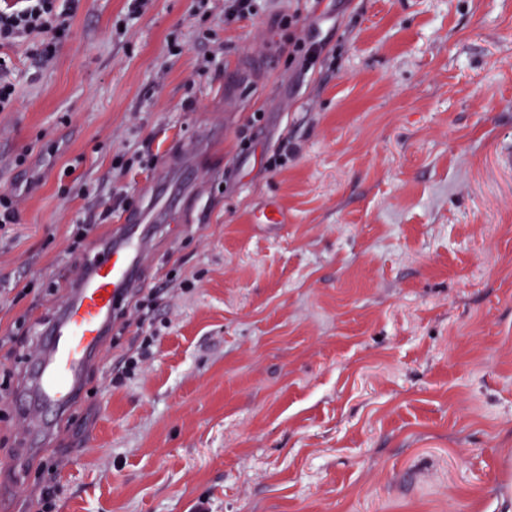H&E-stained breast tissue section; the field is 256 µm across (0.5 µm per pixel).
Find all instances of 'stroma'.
I'll list each match as a JSON object with an SVG mask.
<instances>
[{
    "label": "stroma",
    "instance_id": "1",
    "mask_svg": "<svg viewBox=\"0 0 512 512\" xmlns=\"http://www.w3.org/2000/svg\"><path fill=\"white\" fill-rule=\"evenodd\" d=\"M80 0L50 65L19 41L0 112V485L14 512H503L512 497V0ZM320 44L314 66L291 37ZM157 226L141 373L29 455L21 373L114 225L199 139ZM58 145L55 155L45 144ZM27 162L15 163L18 154ZM288 214L265 224L270 204ZM89 230L73 248L77 225ZM26 318L30 332L15 331ZM259 0H225L224 23L231 25L257 12Z\"/></svg>",
    "mask_w": 512,
    "mask_h": 512
}]
</instances>
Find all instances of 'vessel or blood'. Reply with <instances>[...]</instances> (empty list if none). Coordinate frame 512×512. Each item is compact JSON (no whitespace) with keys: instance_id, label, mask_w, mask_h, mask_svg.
I'll return each instance as SVG.
<instances>
[{"instance_id":"vessel-or-blood-1","label":"vessel or blood","mask_w":512,"mask_h":512,"mask_svg":"<svg viewBox=\"0 0 512 512\" xmlns=\"http://www.w3.org/2000/svg\"><path fill=\"white\" fill-rule=\"evenodd\" d=\"M154 226L142 212L116 225L112 237L83 263L66 298L41 332L26 367L19 409L31 419L30 450L40 452L61 417L81 395L87 369L100 355L120 298L140 287Z\"/></svg>"}]
</instances>
